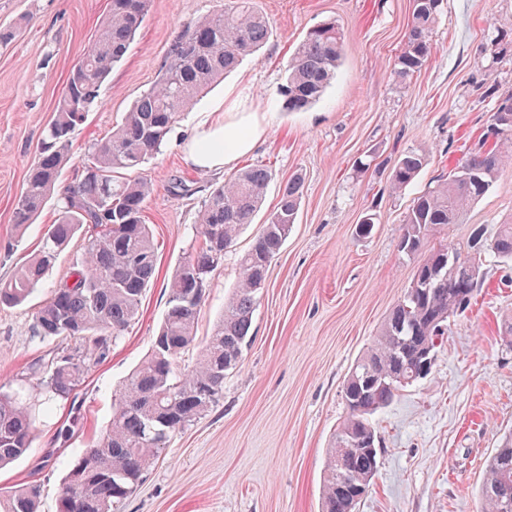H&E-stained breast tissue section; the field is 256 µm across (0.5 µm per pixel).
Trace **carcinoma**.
I'll list each match as a JSON object with an SVG mask.
<instances>
[{"instance_id":"obj_1","label":"carcinoma","mask_w":512,"mask_h":512,"mask_svg":"<svg viewBox=\"0 0 512 512\" xmlns=\"http://www.w3.org/2000/svg\"><path fill=\"white\" fill-rule=\"evenodd\" d=\"M440 0H413L404 51L394 75L404 81L418 72L431 53V33ZM150 0H110L101 33L68 73L53 119L37 146L26 188L13 211L16 238L22 239L46 199L58 193V218L46 226L37 256L0 282V306L22 304L43 282L59 253L82 227L83 247L69 271L37 310L34 333L42 340L75 342L36 368L46 402L67 401L95 362L136 320L147 287L157 275L158 252L145 224L152 184L117 179L135 171L160 151L189 102L233 70L243 56L270 37L268 21L256 0H230L224 11L206 17L171 45L170 61L157 83L133 103L107 139L85 152L82 169L61 180L71 158L73 137L100 98L104 78L125 55L144 22ZM345 36L336 20L311 28L295 47L285 83L279 88L286 108L304 110L318 103L336 79ZM426 156L409 149L399 155L389 186L399 192L420 174ZM512 164V97L503 98L491 123L459 162L457 171L417 196L403 219L400 249L408 257L424 240L459 224L469 205L482 198L498 173ZM273 179L263 164L244 167L215 187L200 211V242L181 261L167 283L168 307L150 354L123 381L108 425L68 469L56 512H114L144 472L169 446L171 438L216 403L224 375L241 363L252 337L258 290L271 260L288 239L303 194L299 176L279 187V202L239 259L240 280L212 334L199 342L197 321L214 272L224 262L243 226L252 223ZM478 247L501 263L512 262V223L498 225L488 237L476 228L463 244L436 250L418 264V291L409 286L385 319L379 336L359 357L344 382L347 413L336 429L324 475L321 512H357L358 490L369 489L379 464L381 436L372 415L387 407L404 385L393 380L402 361L398 336H417L435 356L436 340L449 319L468 307L482 286L481 262L469 257ZM463 255L448 265V252ZM199 348L196 363L178 367L182 355ZM210 397L200 396L201 391ZM369 439L365 449L344 458L341 444L354 435ZM35 440L34 417L0 384V468L25 456ZM41 489L26 484L0 491V512H40ZM482 512H501L512 502V438L485 463Z\"/></svg>"}]
</instances>
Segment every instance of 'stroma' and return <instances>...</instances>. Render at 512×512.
<instances>
[{"mask_svg":"<svg viewBox=\"0 0 512 512\" xmlns=\"http://www.w3.org/2000/svg\"><path fill=\"white\" fill-rule=\"evenodd\" d=\"M226 0H151L124 59L102 85L101 104L73 139L63 179L91 142L109 136L135 99L157 81L174 40ZM272 35L192 101L162 152L138 174L153 184L145 208L158 245V275L138 318L89 371L73 400L37 412L38 446L0 469V488L40 484L42 512H55L69 465L112 416L116 390L151 349L167 309L166 284L200 240L198 214L212 186L233 172H201L181 141L211 113L240 98L263 112L267 136L239 166L267 165L273 180L260 212L224 255L202 305L198 334L210 335L239 279L248 249L278 202L282 182L304 178L288 239L269 266L253 315L252 341L224 378L219 400L143 475L118 512H321L327 450L346 416L344 381L409 287L418 260L466 242L474 227L512 221V166L467 211L462 223L425 241L417 258L399 249L402 220L430 182L452 173L512 94V0H442L433 48L420 72L392 71L405 47L412 0H257ZM110 0H0V244L14 239V208L68 71L97 38ZM335 19L345 34L335 82L302 112L276 106L288 60L313 26ZM426 165L403 192L387 178L402 151ZM237 165V166H238ZM377 215L370 235L358 230ZM59 212L50 196L0 282L42 247ZM83 244L74 238L23 305L0 310V384L35 400L33 364L56 347L33 333L34 312ZM470 307L452 317L432 371L378 412L380 464L358 512H480L485 462L512 436V286L503 267L483 268Z\"/></svg>","mask_w":512,"mask_h":512,"instance_id":"1","label":"stroma"}]
</instances>
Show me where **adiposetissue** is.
Returning a JSON list of instances; mask_svg holds the SVG:
<instances>
[{
    "instance_id": "adipose-tissue-1",
    "label": "adipose tissue",
    "mask_w": 512,
    "mask_h": 512,
    "mask_svg": "<svg viewBox=\"0 0 512 512\" xmlns=\"http://www.w3.org/2000/svg\"><path fill=\"white\" fill-rule=\"evenodd\" d=\"M267 134V124L258 112L248 110L218 116L198 127L183 144L186 162L209 172L231 166L248 154Z\"/></svg>"
}]
</instances>
